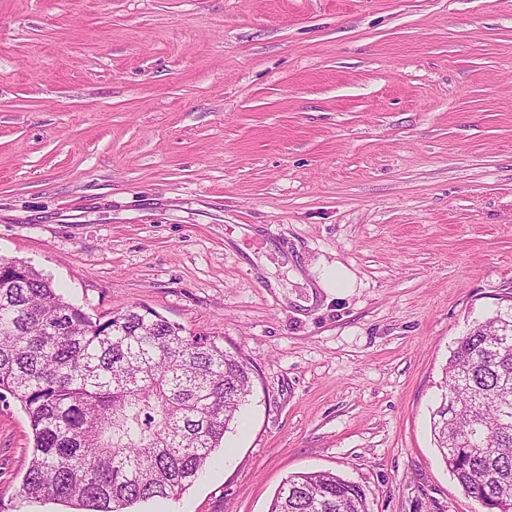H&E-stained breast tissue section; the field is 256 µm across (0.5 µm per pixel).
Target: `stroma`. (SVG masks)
Returning <instances> with one entry per match:
<instances>
[{
  "instance_id": "1",
  "label": "stroma",
  "mask_w": 512,
  "mask_h": 512,
  "mask_svg": "<svg viewBox=\"0 0 512 512\" xmlns=\"http://www.w3.org/2000/svg\"><path fill=\"white\" fill-rule=\"evenodd\" d=\"M0 258L252 363L196 482L130 512H268L308 471L484 512L430 419L512 296V0H0ZM31 445L0 402V512Z\"/></svg>"
}]
</instances>
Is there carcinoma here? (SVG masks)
<instances>
[{
  "mask_svg": "<svg viewBox=\"0 0 512 512\" xmlns=\"http://www.w3.org/2000/svg\"><path fill=\"white\" fill-rule=\"evenodd\" d=\"M253 369L214 336L146 307L90 317L16 262L0 270V399L33 434L16 508L54 500L123 512L193 485L240 407ZM432 433L464 493L512 512V312L458 338L442 370ZM268 512H369L364 490L331 472L289 476Z\"/></svg>",
  "mask_w": 512,
  "mask_h": 512,
  "instance_id": "1",
  "label": "carcinoma"
}]
</instances>
